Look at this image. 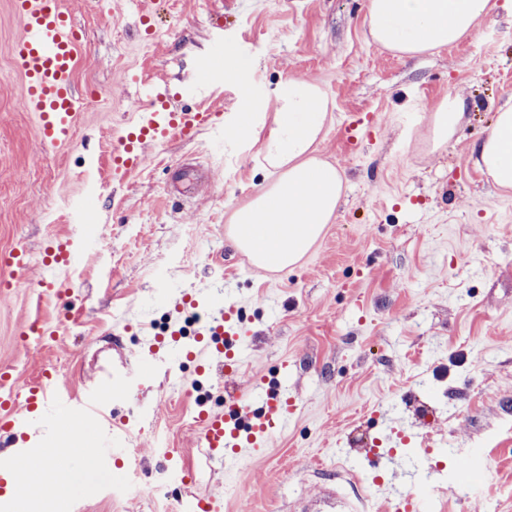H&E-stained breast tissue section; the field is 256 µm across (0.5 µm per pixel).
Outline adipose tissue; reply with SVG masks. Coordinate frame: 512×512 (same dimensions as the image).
<instances>
[{
    "instance_id": "1",
    "label": "adipose tissue",
    "mask_w": 512,
    "mask_h": 512,
    "mask_svg": "<svg viewBox=\"0 0 512 512\" xmlns=\"http://www.w3.org/2000/svg\"><path fill=\"white\" fill-rule=\"evenodd\" d=\"M490 0H367L372 40L399 56L414 57L471 37L491 10ZM329 99L316 83L288 82L277 99L261 153L278 172L274 184L257 186L251 199L230 216L231 241L248 253L254 265L285 270L296 265L334 219L345 179L334 165L317 156L329 117ZM465 117L459 97L443 101L432 115L433 148L448 144ZM478 163L502 189L512 188V103L500 107L478 148ZM57 449L26 462L28 486L18 501L26 512L30 499L45 486L65 493L57 480Z\"/></svg>"
}]
</instances>
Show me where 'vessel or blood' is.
Here are the masks:
<instances>
[{
	"instance_id": "1",
	"label": "vessel or blood",
	"mask_w": 512,
	"mask_h": 512,
	"mask_svg": "<svg viewBox=\"0 0 512 512\" xmlns=\"http://www.w3.org/2000/svg\"><path fill=\"white\" fill-rule=\"evenodd\" d=\"M14 5L21 34L12 46V55L14 66L26 83L22 106L38 118L40 152L50 153L70 145L80 117L81 97L75 86L80 40L71 15L63 10L60 0H14ZM218 118L215 112L170 109L163 93L152 94L133 125L113 145V176L122 178L140 168L148 149L162 146L176 135L193 139ZM0 267L14 271L11 281L0 284L1 297H9L18 288L28 289L40 299L61 290L58 279H28L29 261L24 251H1ZM245 341L236 306L227 301L213 307L199 323L194 344L183 346L182 352L197 361L202 373L228 376L241 365ZM135 383L129 375L104 371L95 386L75 394L59 382L53 371L43 370L20 393H0V431L16 429L21 418L43 414L50 407L81 419L104 418L111 396L128 392ZM291 414L292 404L283 386L268 393L258 413L233 398L223 412L204 410L198 414V445L206 449L208 456L221 459L225 471L230 472L246 455L261 452L273 433L287 429ZM361 456L371 460L379 473H392L399 467L394 453L378 448L363 449ZM224 498V492L210 491L191 502L190 512H224Z\"/></svg>"
}]
</instances>
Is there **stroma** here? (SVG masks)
Returning a JSON list of instances; mask_svg holds the SVG:
<instances>
[{
  "mask_svg": "<svg viewBox=\"0 0 512 512\" xmlns=\"http://www.w3.org/2000/svg\"><path fill=\"white\" fill-rule=\"evenodd\" d=\"M61 2L83 36L77 85L99 95L71 144L45 155L35 113L14 107L23 83L10 47L21 24L12 0H0V251L24 248L36 280L57 237L77 248L68 292L0 299V366L20 384L51 367L75 390L103 364L138 371L147 330L163 332L181 295L202 284L197 314L229 299L250 332L226 384L170 350L131 397L111 400L113 423L133 426L131 440L111 439L127 454L97 467L67 459L76 477L66 512H182L223 487L224 512H294L326 489L379 512L372 472L344 458L378 442L430 471L425 512H512V189L495 186L475 150L512 99V0H493L472 37L417 57L371 40L365 0H155L146 24L140 0ZM229 51L243 62L230 74ZM291 79L320 84L331 101L318 155L344 172L345 195L303 260L270 272L229 238L232 210L266 178L260 139L241 138L236 124L243 96L270 120ZM155 83L174 108L224 118L113 178L114 138ZM451 96L466 116L435 151L430 117ZM350 114L373 120L355 149L341 137ZM79 206L96 222L75 223ZM34 316L58 326L57 341L19 345ZM173 368L192 389L175 384ZM257 376L287 382L292 420L228 484L196 444L195 417L223 410L230 393L260 411ZM64 419L50 410L30 420L26 448L0 434V457L47 452L66 439ZM162 442L187 477L169 495L151 481ZM462 449L497 503L452 492ZM132 467L137 482L106 497Z\"/></svg>",
  "mask_w": 512,
  "mask_h": 512,
  "instance_id": "stroma-1",
  "label": "stroma"
}]
</instances>
